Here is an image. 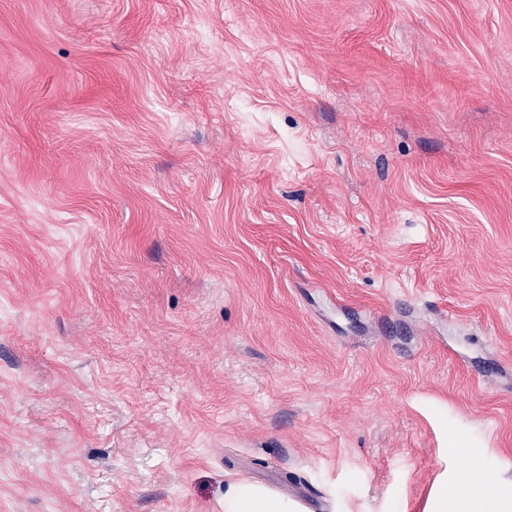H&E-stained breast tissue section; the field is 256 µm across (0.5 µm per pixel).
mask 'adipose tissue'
Masks as SVG:
<instances>
[{
    "mask_svg": "<svg viewBox=\"0 0 512 512\" xmlns=\"http://www.w3.org/2000/svg\"><path fill=\"white\" fill-rule=\"evenodd\" d=\"M471 478L452 479L440 485L429 512H512V486L493 485L489 492L474 495ZM224 512H300L294 501L277 496L248 482H234L224 494Z\"/></svg>",
    "mask_w": 512,
    "mask_h": 512,
    "instance_id": "1",
    "label": "adipose tissue"
}]
</instances>
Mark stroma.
I'll list each match as a JSON object with an SVG mask.
<instances>
[{"label":"stroma","instance_id":"obj_1","mask_svg":"<svg viewBox=\"0 0 512 512\" xmlns=\"http://www.w3.org/2000/svg\"><path fill=\"white\" fill-rule=\"evenodd\" d=\"M451 472L512 483V0H0V512Z\"/></svg>","mask_w":512,"mask_h":512}]
</instances>
